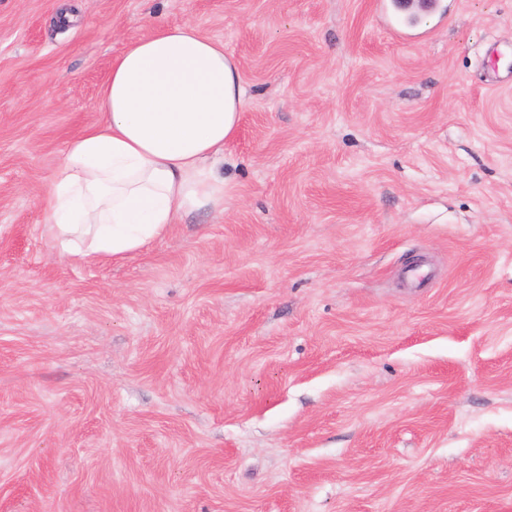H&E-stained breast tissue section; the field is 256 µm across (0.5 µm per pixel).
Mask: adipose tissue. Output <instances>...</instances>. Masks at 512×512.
<instances>
[{"label":"adipose tissue","instance_id":"adipose-tissue-1","mask_svg":"<svg viewBox=\"0 0 512 512\" xmlns=\"http://www.w3.org/2000/svg\"><path fill=\"white\" fill-rule=\"evenodd\" d=\"M245 106L223 42L190 24L158 28L117 55L102 122L69 140L41 222L64 257L122 258L187 211L224 210L217 167Z\"/></svg>","mask_w":512,"mask_h":512}]
</instances>
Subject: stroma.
<instances>
[{
    "instance_id": "stroma-1",
    "label": "stroma",
    "mask_w": 512,
    "mask_h": 512,
    "mask_svg": "<svg viewBox=\"0 0 512 512\" xmlns=\"http://www.w3.org/2000/svg\"><path fill=\"white\" fill-rule=\"evenodd\" d=\"M377 2L0 0V512H512V0ZM187 22L246 92L223 213L59 256L66 143ZM392 12H388V8H384V17L386 26L398 36L405 33L406 30H412L419 27V19L417 15L408 10L401 1H391Z\"/></svg>"
}]
</instances>
